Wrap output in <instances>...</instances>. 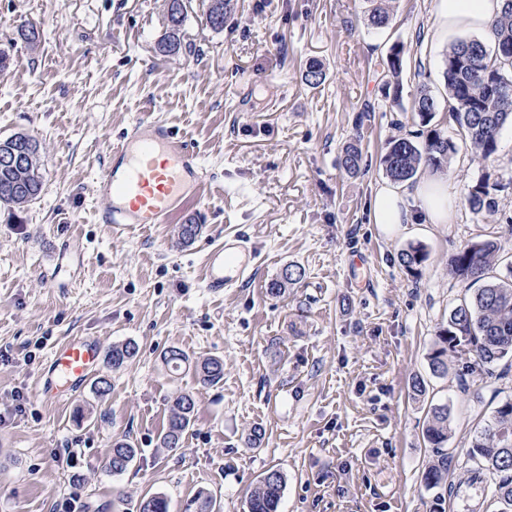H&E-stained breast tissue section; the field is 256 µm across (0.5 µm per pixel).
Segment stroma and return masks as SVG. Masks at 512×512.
Returning a JSON list of instances; mask_svg holds the SVG:
<instances>
[{
    "instance_id": "obj_1",
    "label": "stroma",
    "mask_w": 512,
    "mask_h": 512,
    "mask_svg": "<svg viewBox=\"0 0 512 512\" xmlns=\"http://www.w3.org/2000/svg\"><path fill=\"white\" fill-rule=\"evenodd\" d=\"M233 2L217 33L202 0H189L185 48L164 57L163 0H0V140L34 136L44 179L22 223L0 212V512H50L68 498L82 512H138L148 492L169 512H196L201 496L244 512L271 468L286 480L280 512H430L422 425L441 403L456 487L447 512H494L466 450L477 424L512 399V367L485 372L457 354L435 377L427 356L464 295L450 257L494 237L504 260L495 275L512 261V123L488 164L436 113L457 142L444 171L451 222L373 223L387 141L424 131L411 110L417 86L445 95L451 40L432 36L434 0H397L383 31L367 28L365 0ZM28 21L43 34L35 48L19 34ZM395 46L404 64L393 88ZM311 59L326 73L315 88L302 79ZM142 114L195 147L205 182L185 215L116 234L97 221L96 180ZM352 142L363 153L355 176L338 165ZM489 169L501 189L476 215L466 189ZM189 216L204 231L186 245L177 227ZM228 234L258 263L215 295L203 286L204 258ZM412 245L427 252L416 276L398 261ZM288 264L303 280L269 296ZM74 336L96 337L104 351L131 341L138 353L119 370L99 366L105 397L89 385L45 404L34 379L51 346ZM172 347L223 358V381L170 373L162 355ZM416 376L427 387L418 400ZM181 392L198 414L172 450L160 437ZM117 440L138 450L119 475L105 466Z\"/></svg>"
}]
</instances>
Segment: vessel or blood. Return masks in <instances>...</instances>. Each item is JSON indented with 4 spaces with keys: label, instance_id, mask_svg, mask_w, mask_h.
I'll return each instance as SVG.
<instances>
[{
    "label": "vessel or blood",
    "instance_id": "b4317fda",
    "mask_svg": "<svg viewBox=\"0 0 512 512\" xmlns=\"http://www.w3.org/2000/svg\"><path fill=\"white\" fill-rule=\"evenodd\" d=\"M111 161L96 191L109 205L98 221L123 230L135 224H165L199 194L204 180L195 149L167 124L143 116L110 150ZM257 253L237 235H225L205 258L204 286L217 294L235 286L254 267ZM101 351L89 337L55 346L49 368L36 384L45 402L71 400L97 368Z\"/></svg>",
    "mask_w": 512,
    "mask_h": 512
}]
</instances>
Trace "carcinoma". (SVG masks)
Wrapping results in <instances>:
<instances>
[{"label":"carcinoma","mask_w":512,"mask_h":512,"mask_svg":"<svg viewBox=\"0 0 512 512\" xmlns=\"http://www.w3.org/2000/svg\"><path fill=\"white\" fill-rule=\"evenodd\" d=\"M206 26L214 32L224 30V19L234 8L232 0H206ZM367 25L376 30L390 27L394 15L393 0H371ZM166 30L158 43L164 56H175L183 50L182 28L187 18L186 0H165ZM492 45L479 39H458L448 49L443 71L449 119L457 127L464 143L470 144L484 161L494 158L499 135L506 123L512 122V0H502V10L490 22ZM387 72L399 81L403 71L402 50L391 49L386 61ZM411 111L424 125H429L439 106L428 87L417 88L411 102ZM15 151L24 155L25 165L15 168L0 163V207L8 217L22 221V213L42 191L41 156L39 142L27 133L18 132L0 140V154ZM456 145L440 130L432 128L421 142L399 137L388 142L381 158L383 172L395 182H406L423 172L441 173L447 168L450 154ZM362 153L355 145L343 149L342 169L351 175L361 170ZM501 185L490 173L468 186L466 202L479 215L494 204L493 192ZM501 245L494 238L472 242L452 255L453 275L470 296L448 314L445 324L437 328L435 340L428 354L432 374L441 376L448 371V357L459 350L469 353L479 368L489 369L499 361L512 359V265L508 275L490 281L479 288L474 285L487 278L489 270L500 260ZM422 247L412 246L399 255L400 264L414 272L425 260ZM304 275L297 265H285L267 288V293L279 297L290 285ZM137 353L131 342L112 346L105 365L118 370ZM165 365L173 370L190 368L205 385H216L224 379V361L205 357L190 360L179 348L172 347L163 354ZM198 413L192 395L180 393L174 397L170 415L161 436L166 448L180 446L185 430ZM451 433L448 404L429 407L423 436L431 451V460L424 474L425 487L435 491L433 512H442L448 494L455 491L448 484V437ZM137 455L129 442L119 440L112 444L106 465L114 474L124 473ZM468 460L475 471H486L495 476L488 485L491 496L497 500L498 512H512V401L499 405L492 417L473 435L467 449ZM285 487V477L278 469H269L258 481L246 501V512H279ZM139 512H169L167 499L160 494H145L139 503Z\"/></svg>","instance_id":"obj_1"}]
</instances>
